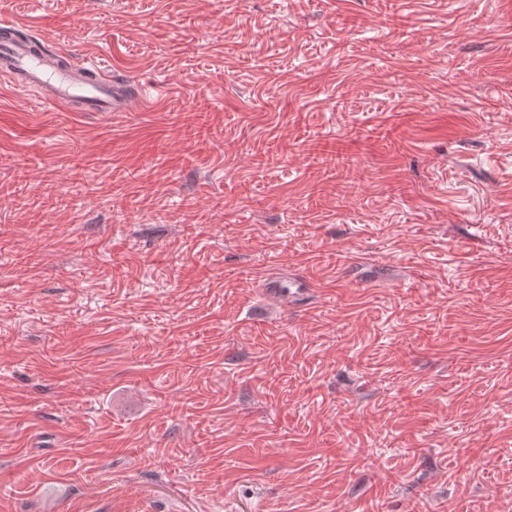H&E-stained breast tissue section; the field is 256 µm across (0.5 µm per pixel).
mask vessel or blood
I'll use <instances>...</instances> for the list:
<instances>
[{
	"mask_svg": "<svg viewBox=\"0 0 512 512\" xmlns=\"http://www.w3.org/2000/svg\"><path fill=\"white\" fill-rule=\"evenodd\" d=\"M0 81L67 112H128L146 98L100 66L58 65L33 39L0 41Z\"/></svg>",
	"mask_w": 512,
	"mask_h": 512,
	"instance_id": "vessel-or-blood-1",
	"label": "vessel or blood"
}]
</instances>
